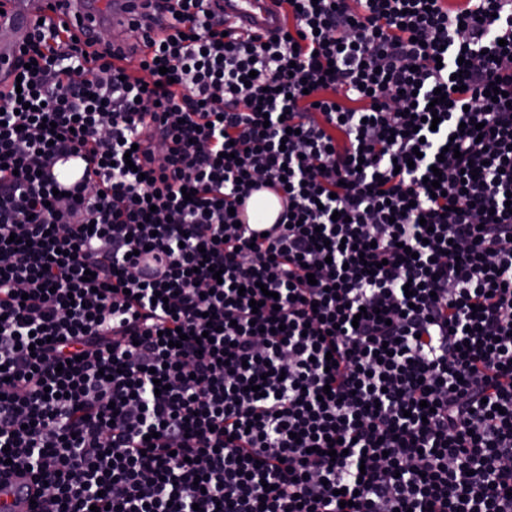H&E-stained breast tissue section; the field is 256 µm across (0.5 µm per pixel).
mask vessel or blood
<instances>
[{"mask_svg":"<svg viewBox=\"0 0 512 512\" xmlns=\"http://www.w3.org/2000/svg\"><path fill=\"white\" fill-rule=\"evenodd\" d=\"M61 9L52 11L47 0H9L0 13V79L11 71L14 56L28 39L38 18H46L70 33L82 34L91 23L111 25L113 31L126 29L127 7L131 0H62ZM228 26L255 33L283 27L284 19L275 0H220Z\"/></svg>","mask_w":512,"mask_h":512,"instance_id":"obj_1","label":"vessel or blood"}]
</instances>
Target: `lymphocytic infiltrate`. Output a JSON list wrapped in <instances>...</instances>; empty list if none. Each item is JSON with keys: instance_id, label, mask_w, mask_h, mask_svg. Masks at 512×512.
Listing matches in <instances>:
<instances>
[{"instance_id": "lymphocytic-infiltrate-1", "label": "lymphocytic infiltrate", "mask_w": 512, "mask_h": 512, "mask_svg": "<svg viewBox=\"0 0 512 512\" xmlns=\"http://www.w3.org/2000/svg\"><path fill=\"white\" fill-rule=\"evenodd\" d=\"M278 2L274 38L209 0H144L143 43L37 24L0 85L31 512H512V0ZM279 210L276 197L269 193L255 192L248 200L250 224L256 225L253 228L257 233H262V224H275Z\"/></svg>"}]
</instances>
